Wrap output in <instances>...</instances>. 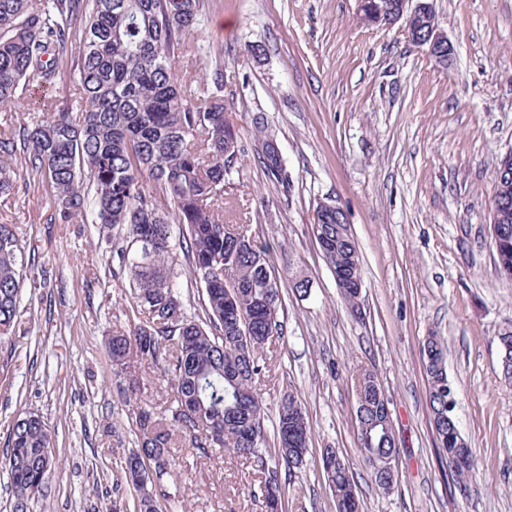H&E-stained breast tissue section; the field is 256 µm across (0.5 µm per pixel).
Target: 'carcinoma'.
I'll list each match as a JSON object with an SVG mask.
<instances>
[{"label": "carcinoma", "instance_id": "cac0c4a2", "mask_svg": "<svg viewBox=\"0 0 512 512\" xmlns=\"http://www.w3.org/2000/svg\"><path fill=\"white\" fill-rule=\"evenodd\" d=\"M204 0H0V109L19 105L24 89L49 88L61 59L76 72L71 99L50 103L31 128L0 136V196L14 190L18 167L48 184L54 220H86L127 232L116 254L127 271L132 312L126 334L110 340L112 366L124 392L137 394L136 369L161 367L174 381L167 412L138 408L139 448L125 461L126 480L139 489L135 512H159L165 492L146 489L176 466L169 454L178 430L201 454L222 448L257 467L249 496L284 498L277 467L269 465L262 396L255 381L270 345L282 334L279 282L267 253L244 224L224 223L225 175L240 147L224 115V74L208 62L189 35L199 24ZM175 58L203 72L178 80ZM271 141L259 159L268 177L284 178ZM316 232L329 240L323 256L334 271L360 272L350 227L332 216ZM182 250L205 290L204 321L187 316L177 288ZM18 227L0 224V339L22 333L20 298L26 278ZM429 416L437 443L448 424L446 350L438 336L426 342ZM356 429L364 465L374 485L388 492L397 446L393 425L365 439L381 418L385 390L376 376L358 379ZM275 457L303 464L308 447L286 446L288 433L310 432L294 395L285 396L273 427ZM54 433L29 413L12 425L5 466L26 512L27 495L55 466ZM336 512H359L350 462L336 457L324 468Z\"/></svg>", "mask_w": 512, "mask_h": 512}]
</instances>
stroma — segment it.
<instances>
[{
  "mask_svg": "<svg viewBox=\"0 0 512 512\" xmlns=\"http://www.w3.org/2000/svg\"><path fill=\"white\" fill-rule=\"evenodd\" d=\"M454 49L441 65L400 28L363 23L357 0H205L195 43L224 72V112L241 153L226 178L235 220L279 271L282 334L256 382L266 423L284 395L305 407L312 442L302 468L279 464L283 512H336L324 449L354 463L361 512H512V384L498 337L512 330V281L494 266L495 166L512 151V0H433ZM62 62L50 88H29L0 129L29 126L44 101L68 98ZM276 139L288 175L256 155ZM348 216L361 257V312L351 314L311 226L320 202ZM41 180L0 197L47 283L22 290L26 335L0 340V451L13 421L35 413L56 433V466L28 512H133L121 466L139 432L112 370L108 340L130 330L125 272L101 225L54 224ZM447 347L455 414L474 468L453 483L427 408L423 343ZM390 399L399 476L371 483L356 438L357 375ZM162 512H261L244 492L249 464L175 434ZM275 139L271 137H266L262 140L259 159L261 160V164L269 178H274L275 180H282L284 178V168L281 159L277 158L273 154V148L271 141ZM276 141V140H275ZM274 141V142H275ZM276 143V142H275Z\"/></svg>",
  "mask_w": 512,
  "mask_h": 512,
  "instance_id": "obj_1",
  "label": "stroma"
}]
</instances>
